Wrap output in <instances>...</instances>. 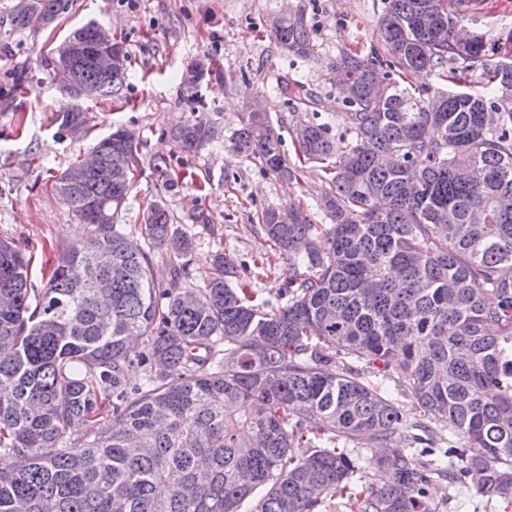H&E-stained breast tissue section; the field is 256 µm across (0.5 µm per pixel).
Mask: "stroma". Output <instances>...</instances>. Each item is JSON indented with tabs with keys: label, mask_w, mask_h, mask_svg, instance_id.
<instances>
[{
	"label": "stroma",
	"mask_w": 512,
	"mask_h": 512,
	"mask_svg": "<svg viewBox=\"0 0 512 512\" xmlns=\"http://www.w3.org/2000/svg\"><path fill=\"white\" fill-rule=\"evenodd\" d=\"M17 0H0V236L24 243L31 254V279L43 287L56 266L61 244L85 237L87 228L51 189L91 139L73 141L58 131L55 120L62 104L52 59L69 33L93 21L123 39L129 58L121 99L82 101L93 136L123 124L139 129L145 139L143 159L133 192L117 222L130 237L140 235L148 203L163 199L175 223L191 234L194 250L191 281L203 285L216 251L241 268L235 287L260 303L275 299L285 286L288 267L268 265L254 275L252 260L265 249L263 235L252 230L257 210L286 208L301 201L313 223L330 218L314 196L323 181L321 169L304 166L299 183L291 184L238 157L231 136L242 121L244 106L265 96L272 122L288 160H295L296 127L305 116L289 97L274 93L282 78L299 80L322 97L319 121L342 135L343 95L335 65L342 51L361 54L388 51L378 38L383 0H60L48 23L33 21L19 29L11 24ZM299 13L315 44L302 58L280 48L268 20ZM213 58L216 73L199 85L205 117L215 135L198 153H175L171 126L191 117L193 92L181 73L193 59ZM28 76L25 94L11 90L14 72ZM168 157L175 188H165L153 168L157 156ZM430 494L437 512H485V499L474 488L434 483Z\"/></svg>",
	"instance_id": "obj_1"
}]
</instances>
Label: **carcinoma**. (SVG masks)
<instances>
[{"instance_id":"carcinoma-1","label":"carcinoma","mask_w":512,"mask_h":512,"mask_svg":"<svg viewBox=\"0 0 512 512\" xmlns=\"http://www.w3.org/2000/svg\"><path fill=\"white\" fill-rule=\"evenodd\" d=\"M482 2L384 0L388 72L343 53L349 139L308 121L296 163L268 112L246 108L238 153L288 182L304 163L328 174L330 226L299 204L286 224L278 209L257 212L274 251L253 267L288 263L284 306L251 303L222 253L204 287H188L192 238L161 200L146 208L144 243L117 228L141 159L137 130L118 126L92 147L121 179L88 168L74 182L82 160L61 172L52 189L90 233L62 249L44 287L22 244L0 237V456L14 461L0 470V512H242L252 499L251 512H336L345 491L350 512H435L439 479L512 500V71L500 70L512 30L503 40L479 27ZM58 10L59 0H30L12 22ZM457 23L478 27L462 49L449 40ZM269 27L282 48L314 53L301 15ZM210 66L195 59L183 83L194 89L189 76ZM444 69L447 91L407 81ZM126 72L106 80L76 56L56 76L98 101L122 97ZM276 91L316 103L302 83ZM57 120L64 134L90 135L79 106ZM213 133L196 116L169 135L192 154ZM151 247L168 255L167 288L155 284ZM393 375L424 420H407ZM432 422L448 426V447ZM364 438L389 453L357 481L338 444Z\"/></svg>"}]
</instances>
